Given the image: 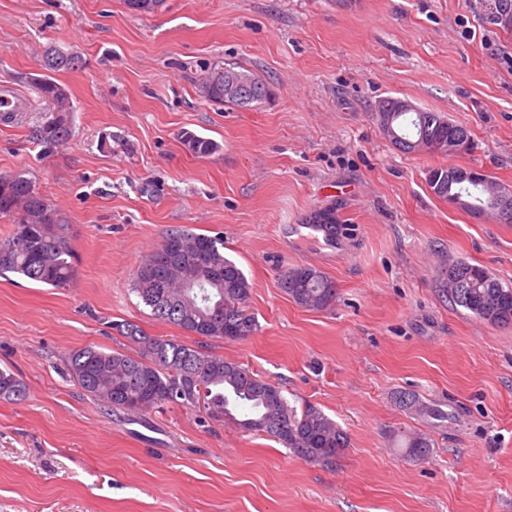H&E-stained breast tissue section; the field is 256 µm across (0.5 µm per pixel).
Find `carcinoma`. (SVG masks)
<instances>
[{"label": "carcinoma", "mask_w": 512, "mask_h": 512, "mask_svg": "<svg viewBox=\"0 0 512 512\" xmlns=\"http://www.w3.org/2000/svg\"><path fill=\"white\" fill-rule=\"evenodd\" d=\"M78 57L46 48L43 56L40 98L51 103L58 117L38 129L47 145L64 142L70 135L69 114L74 111L68 90L51 74L70 70ZM249 101L224 97V65L210 68L202 85L204 97L215 104L248 107L265 100L270 92L260 77L246 72ZM396 103L378 102L376 118L384 135L403 153L417 151L441 139L458 141L463 152L471 147L469 131L440 112L395 111ZM189 151L204 157L215 153L217 142L194 134L185 137ZM467 168L443 166L429 171L428 185L448 203L475 214L482 210L500 224H512V196L495 207L493 190L498 183L475 185L465 178ZM0 219L11 225L0 238V274L17 273L31 281L60 288L70 285L76 273L67 220L40 194L35 181L24 172L0 173ZM308 223L330 240L345 231L331 210L315 212ZM443 292L454 304L493 325H512V288H505L483 268L466 262L448 265ZM278 286L298 306L320 310L336 300V284L323 272L308 266L287 268ZM133 291L150 308L155 319L204 338L241 339L253 334L257 324L246 312L250 284L242 269L224 256V237L198 233L187 226L170 230L138 266ZM230 305H224V301ZM120 331L137 344L135 358L119 351L94 347L74 351L68 369L78 385L111 409L146 412L165 404L196 406L203 403L213 416L225 417L242 428L264 433L311 462L332 464L349 446L347 434L320 409L302 410L289 405L282 387L265 380L241 363L173 340L147 335L138 325L124 323ZM208 389L199 401L197 387ZM25 385L10 371L0 370V397L21 399ZM247 409L239 420L232 409ZM429 437L419 433L402 436V450L412 460L430 454Z\"/></svg>", "instance_id": "cac0c4a2"}]
</instances>
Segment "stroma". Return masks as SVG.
I'll return each mask as SVG.
<instances>
[{
    "label": "stroma",
    "mask_w": 512,
    "mask_h": 512,
    "mask_svg": "<svg viewBox=\"0 0 512 512\" xmlns=\"http://www.w3.org/2000/svg\"><path fill=\"white\" fill-rule=\"evenodd\" d=\"M494 0H0V86L26 111L0 116V173L27 171L69 222L76 277L52 288L0 275V368L24 398L0 397V512H512V326L442 294L467 262L512 288V224L436 197L430 170L460 165L512 187V31ZM76 54L55 73L73 134L24 79L47 47ZM268 82L249 107L202 97L207 68ZM393 97L465 126L469 152L405 154L377 125ZM216 141L192 154L186 134ZM331 210L347 234L305 227ZM224 238L251 285L257 331L199 340L153 318L132 290L137 267L173 228ZM311 266L336 284L322 310L296 305L279 273ZM244 363L292 406L320 408L348 434L335 464L270 437L166 404L114 411L66 369L92 346L135 356L117 329ZM411 392L438 419L399 405ZM401 431L431 455L405 457Z\"/></svg>",
    "instance_id": "35a3bbf8"
}]
</instances>
